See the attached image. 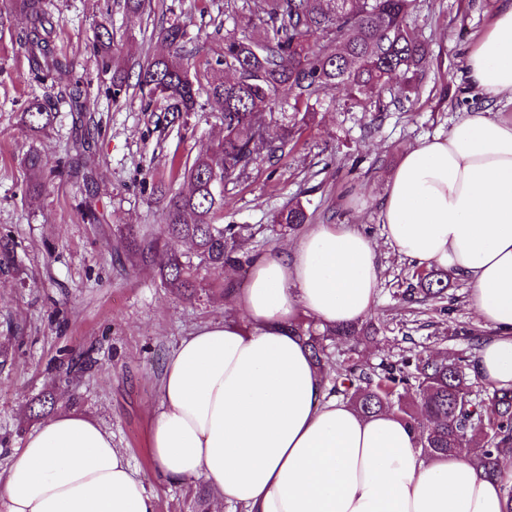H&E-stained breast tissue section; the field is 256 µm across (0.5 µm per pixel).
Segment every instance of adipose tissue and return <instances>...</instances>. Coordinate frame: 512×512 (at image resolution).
Masks as SVG:
<instances>
[{"mask_svg":"<svg viewBox=\"0 0 512 512\" xmlns=\"http://www.w3.org/2000/svg\"><path fill=\"white\" fill-rule=\"evenodd\" d=\"M473 91L512 104V0H499L465 56ZM386 242L417 266L462 274L493 334L475 374L512 388V119L478 111L402 154L379 205ZM379 285L374 242L316 224L251 259L232 302L244 322L202 325L167 357L150 452L162 479L203 480L242 512H505L498 476L470 456L425 455L396 412L363 415L330 396L288 331L298 313L357 323ZM0 512H157L111 432L79 415L43 421L0 471Z\"/></svg>","mask_w":512,"mask_h":512,"instance_id":"1","label":"adipose tissue"}]
</instances>
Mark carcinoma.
I'll return each mask as SVG.
<instances>
[{"label":"carcinoma","mask_w":512,"mask_h":512,"mask_svg":"<svg viewBox=\"0 0 512 512\" xmlns=\"http://www.w3.org/2000/svg\"><path fill=\"white\" fill-rule=\"evenodd\" d=\"M416 4L417 0H261L263 34L227 32L224 69L230 76L211 82L207 90L208 104L223 114L224 139L212 153L178 164L187 191H160V236L143 239L128 230L126 248L136 262L155 263L161 243L177 240L188 245V252L167 249L159 266L161 282L172 292H194L202 269L218 274L234 269L246 276L249 260L239 256V245L247 227L219 223L223 186L246 176L261 153L276 157L295 134L296 116L316 111L321 92H341L363 109H373L377 118L386 104L375 97L376 86L386 87L398 78L395 99L418 92L411 76L426 67L429 51L408 30ZM19 7L28 20L19 41L28 52L30 71L43 82L65 86L72 109L82 111L85 86L73 62L54 53V23L46 0H19ZM160 35L170 52L140 68L136 85L150 100L167 102L169 112H193L199 89L181 55L186 31L176 22L161 29ZM95 39L103 66L112 67L113 93L118 94L127 86L128 73L114 64L106 25L99 26ZM53 120L54 112L38 100L23 112V125L33 137L44 134ZM277 122L280 134L273 137L272 125ZM24 163L36 178L45 167L33 147ZM309 220L307 207L298 202L279 211L272 223L294 231ZM447 287L446 277L432 271L419 278L416 292L441 299ZM288 330L308 347L331 381V392L362 414L397 411L414 428L424 453L446 456L466 450L486 477L496 476L501 458L512 455V390L473 397L467 360L418 351L368 372L348 360L334 361L325 344L333 338L350 351L357 349L359 325L320 330L292 322Z\"/></svg>","instance_id":"obj_1"}]
</instances>
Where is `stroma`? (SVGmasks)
<instances>
[{
    "label": "stroma",
    "mask_w": 512,
    "mask_h": 512,
    "mask_svg": "<svg viewBox=\"0 0 512 512\" xmlns=\"http://www.w3.org/2000/svg\"><path fill=\"white\" fill-rule=\"evenodd\" d=\"M227 0H149L143 17L127 15L124 0H50L57 25L54 49L72 61L89 83L83 122L94 134L93 189L99 222L83 213L81 182L55 169L72 146V114L59 86L32 80L24 46L15 34L26 26L16 0H0L13 32L0 38V465L21 451L40 418L28 404L52 389L55 413L81 415L105 426L127 454L158 512H192L196 490L206 484L160 479L149 450L151 412L160 400L166 356L195 328L239 319L230 289H243L234 273H202L194 297L164 288L152 266L117 260L128 228L159 234L162 204L153 193L165 183H184L172 161H190L224 136L221 113L206 108L205 89L222 78L216 60L234 23ZM496 0H420L412 34L429 48L430 62L418 99L389 106L381 122L333 91L319 96L315 114L281 157L259 158L245 181L224 189V223L250 227L241 250L284 249L299 237L281 231L273 214L302 201L314 224H351L377 244L378 294L367 323L373 339L359 346V362L378 365L425 350L476 360L473 337L491 332L468 306L470 286L450 275L447 296L436 302L402 293L420 267L401 259L383 236L378 203L403 151L423 139L447 134L467 117L476 96L464 70L473 36L489 21ZM185 25L184 53L201 91L203 109L170 113L137 87L112 93V73L93 51L95 32L107 24L114 57L129 76L148 59L167 54L161 28ZM55 114L49 135L32 138L21 116L32 99ZM47 161V189L29 196L23 164L29 148Z\"/></svg>",
    "instance_id": "obj_1"
}]
</instances>
